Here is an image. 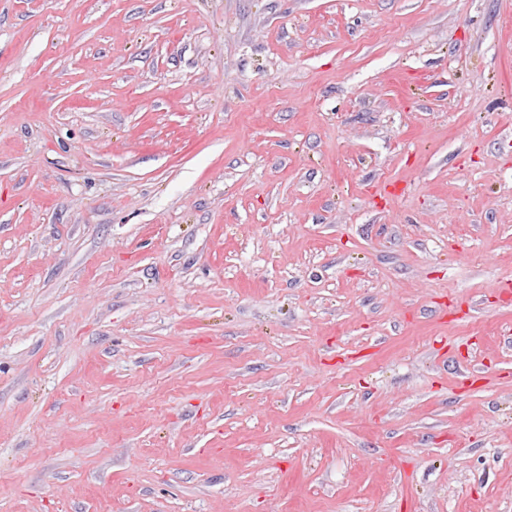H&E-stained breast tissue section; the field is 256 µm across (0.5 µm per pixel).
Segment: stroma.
<instances>
[{
    "label": "stroma",
    "instance_id": "1",
    "mask_svg": "<svg viewBox=\"0 0 512 512\" xmlns=\"http://www.w3.org/2000/svg\"><path fill=\"white\" fill-rule=\"evenodd\" d=\"M0 512H512V0H0Z\"/></svg>",
    "mask_w": 512,
    "mask_h": 512
}]
</instances>
